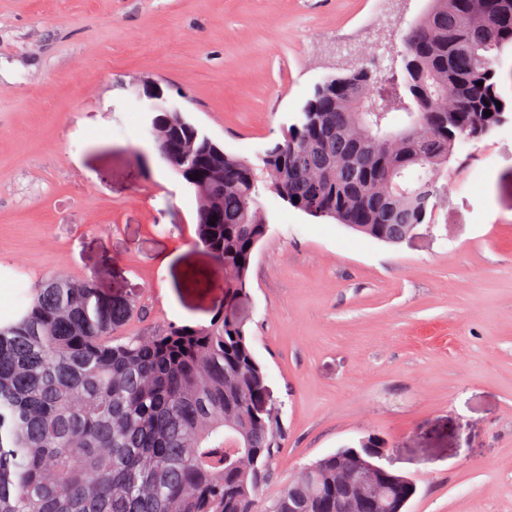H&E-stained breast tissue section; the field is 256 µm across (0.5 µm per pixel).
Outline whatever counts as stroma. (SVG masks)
I'll list each match as a JSON object with an SVG mask.
<instances>
[{
    "label": "stroma",
    "mask_w": 512,
    "mask_h": 512,
    "mask_svg": "<svg viewBox=\"0 0 512 512\" xmlns=\"http://www.w3.org/2000/svg\"><path fill=\"white\" fill-rule=\"evenodd\" d=\"M427 0H0V318L62 274L140 301L121 335L207 326L224 271L194 190L125 84L159 81L225 151L259 163L315 87L401 66ZM467 187L398 245L264 195L268 236L233 308L283 436L260 502L378 438L415 481L404 512H512V131L472 147Z\"/></svg>",
    "instance_id": "stroma-1"
}]
</instances>
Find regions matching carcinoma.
Masks as SVG:
<instances>
[{
  "instance_id": "carcinoma-1",
  "label": "carcinoma",
  "mask_w": 512,
  "mask_h": 512,
  "mask_svg": "<svg viewBox=\"0 0 512 512\" xmlns=\"http://www.w3.org/2000/svg\"><path fill=\"white\" fill-rule=\"evenodd\" d=\"M401 45L399 71L358 67L316 86L260 169L185 113L154 115L160 159L197 197L196 242L224 267L225 305L246 294L269 231L263 195L398 244L433 223L456 152L512 124L499 72L512 0H428ZM137 310L147 315L59 275L21 289L17 312L0 319V512H255L282 428L244 325L222 316L190 333L114 335ZM229 440L243 452L231 456ZM315 469L262 512H336L351 500L336 454ZM411 491L391 481L361 512H402Z\"/></svg>"
}]
</instances>
